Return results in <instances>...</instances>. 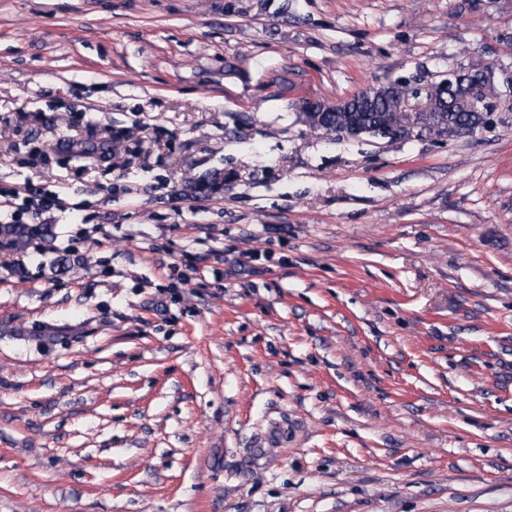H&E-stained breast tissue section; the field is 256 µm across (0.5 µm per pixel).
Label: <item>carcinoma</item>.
<instances>
[{
  "label": "carcinoma",
  "instance_id": "carcinoma-1",
  "mask_svg": "<svg viewBox=\"0 0 512 512\" xmlns=\"http://www.w3.org/2000/svg\"><path fill=\"white\" fill-rule=\"evenodd\" d=\"M457 78L448 92L441 94L435 106L423 113L419 132L438 136H458L472 133L484 125L491 111H496L500 102L497 82L493 70L480 61L456 70ZM477 90L471 106L462 110L456 101ZM418 89L391 81L370 85L360 91L343 111L326 103L301 101L299 109L304 122L313 130L327 134L360 129L361 135L378 138L389 125V104L396 96L412 97ZM41 231L40 225L7 224L4 234L13 239L29 238Z\"/></svg>",
  "mask_w": 512,
  "mask_h": 512
}]
</instances>
